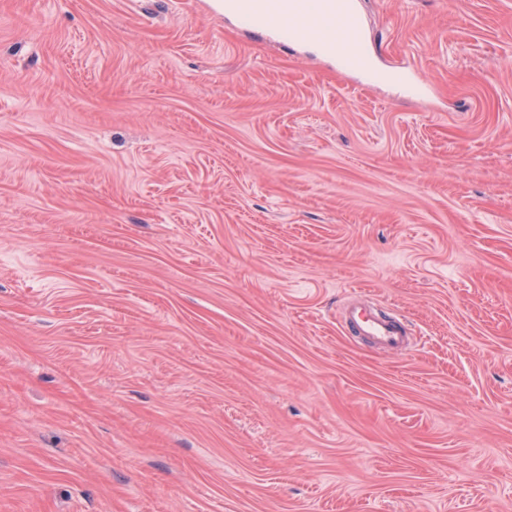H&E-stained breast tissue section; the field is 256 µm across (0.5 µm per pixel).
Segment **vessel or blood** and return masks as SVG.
<instances>
[{
	"label": "vessel or blood",
	"instance_id": "1",
	"mask_svg": "<svg viewBox=\"0 0 512 512\" xmlns=\"http://www.w3.org/2000/svg\"><path fill=\"white\" fill-rule=\"evenodd\" d=\"M224 7L251 23L275 27L291 41L323 38L326 50L345 66L365 73L371 70L353 0H225ZM344 323L352 335L365 337L389 351H401L408 344L410 329L395 315L352 307L346 311Z\"/></svg>",
	"mask_w": 512,
	"mask_h": 512
}]
</instances>
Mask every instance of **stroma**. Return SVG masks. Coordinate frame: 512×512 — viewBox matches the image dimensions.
<instances>
[{"label":"stroma","mask_w":512,"mask_h":512,"mask_svg":"<svg viewBox=\"0 0 512 512\" xmlns=\"http://www.w3.org/2000/svg\"><path fill=\"white\" fill-rule=\"evenodd\" d=\"M355 10L0 0V512H512V0ZM224 9L251 23L273 26L288 41L323 37L326 50L345 66L371 71L363 26L352 0H226ZM348 331L388 351H402L408 344L410 328L397 315H378L366 307L349 308L344 317Z\"/></svg>","instance_id":"35a3bbf8"}]
</instances>
